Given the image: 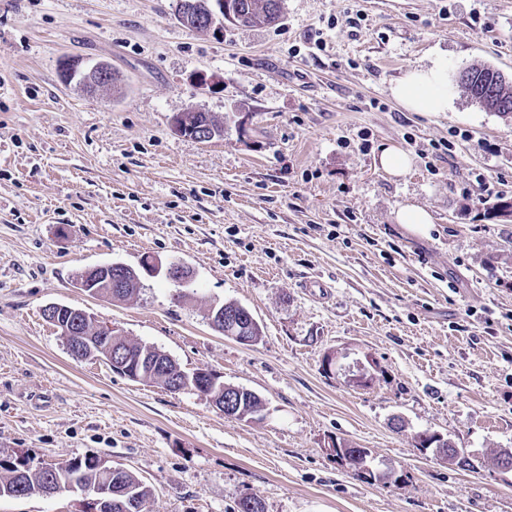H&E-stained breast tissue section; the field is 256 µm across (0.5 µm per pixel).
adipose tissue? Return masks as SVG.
<instances>
[{"label":"adipose tissue","instance_id":"obj_1","mask_svg":"<svg viewBox=\"0 0 512 512\" xmlns=\"http://www.w3.org/2000/svg\"><path fill=\"white\" fill-rule=\"evenodd\" d=\"M397 103L410 112H443L448 108V68L443 61L407 70L391 88Z\"/></svg>","mask_w":512,"mask_h":512}]
</instances>
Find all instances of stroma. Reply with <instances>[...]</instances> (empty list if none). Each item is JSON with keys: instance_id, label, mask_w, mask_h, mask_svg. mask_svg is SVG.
<instances>
[{"instance_id": "35a3bbf8", "label": "stroma", "mask_w": 512, "mask_h": 512, "mask_svg": "<svg viewBox=\"0 0 512 512\" xmlns=\"http://www.w3.org/2000/svg\"><path fill=\"white\" fill-rule=\"evenodd\" d=\"M66 56L112 64L120 89L63 84ZM439 56L447 111H406L391 86ZM469 66L512 79V0H282L279 23L218 35L183 26L175 0H0V458L107 459L150 486L148 512L246 496L265 512H512V470L482 463L512 450V221L492 212L512 199V119L461 91ZM187 110L223 136L173 134ZM390 145L407 175L376 169ZM409 202L433 214L428 234L396 222ZM148 256L189 266L191 287L145 274L115 302L75 286ZM230 300L256 342L211 327ZM51 303L257 393L261 418L73 358ZM423 431L473 469L416 448ZM336 440L396 481L349 468Z\"/></svg>"}]
</instances>
